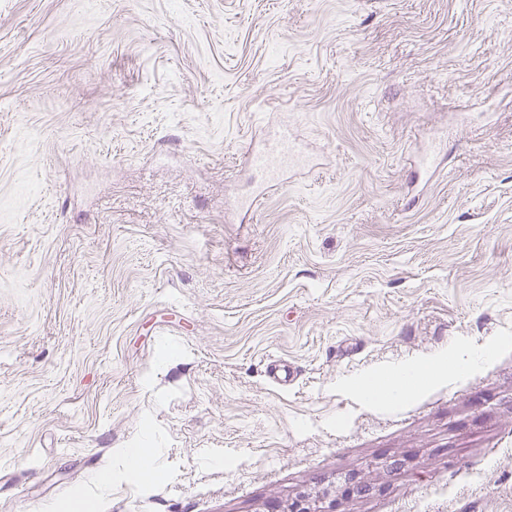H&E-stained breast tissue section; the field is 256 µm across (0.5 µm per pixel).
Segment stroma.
<instances>
[{
    "mask_svg": "<svg viewBox=\"0 0 512 512\" xmlns=\"http://www.w3.org/2000/svg\"><path fill=\"white\" fill-rule=\"evenodd\" d=\"M302 494L512 512V0H0V512ZM293 153L294 146L288 140V133H283L269 137L265 150L261 153L251 152L246 162L264 176L270 184L269 188H273L272 180L280 169L288 166V159ZM487 349L452 342L424 360L378 368L347 379L345 384L368 409L392 408L422 394L433 380L454 382L475 373ZM136 447L126 450V466L132 476L146 480L156 467L154 449Z\"/></svg>",
    "mask_w": 512,
    "mask_h": 512,
    "instance_id": "1",
    "label": "stroma"
}]
</instances>
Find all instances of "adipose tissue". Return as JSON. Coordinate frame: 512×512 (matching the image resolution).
Masks as SVG:
<instances>
[{
	"label": "adipose tissue",
	"instance_id": "obj_1",
	"mask_svg": "<svg viewBox=\"0 0 512 512\" xmlns=\"http://www.w3.org/2000/svg\"><path fill=\"white\" fill-rule=\"evenodd\" d=\"M486 358V349L455 341L426 359L378 368L347 379L346 384L364 407L392 408L422 394L431 381L465 379L475 373Z\"/></svg>",
	"mask_w": 512,
	"mask_h": 512
}]
</instances>
